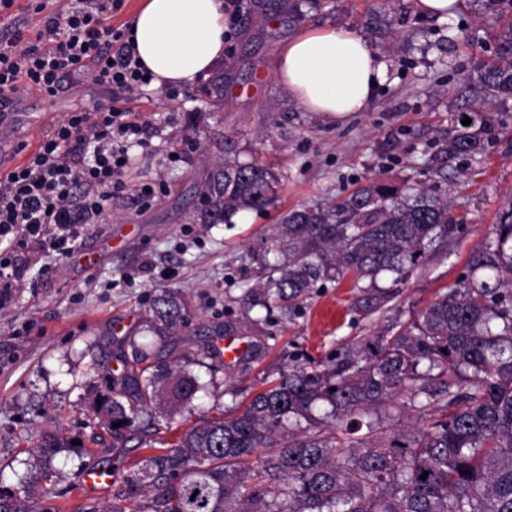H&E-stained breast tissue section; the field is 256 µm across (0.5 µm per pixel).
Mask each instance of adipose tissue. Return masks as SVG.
<instances>
[{"mask_svg": "<svg viewBox=\"0 0 512 512\" xmlns=\"http://www.w3.org/2000/svg\"><path fill=\"white\" fill-rule=\"evenodd\" d=\"M154 87H189L224 60V0H143L131 23ZM386 63L351 30L303 29L280 48L275 76L289 97L330 122L366 110Z\"/></svg>", "mask_w": 512, "mask_h": 512, "instance_id": "adipose-tissue-1", "label": "adipose tissue"}]
</instances>
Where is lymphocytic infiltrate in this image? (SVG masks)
Returning a JSON list of instances; mask_svg holds the SVG:
<instances>
[{
    "label": "lymphocytic infiltrate",
    "instance_id": "obj_1",
    "mask_svg": "<svg viewBox=\"0 0 512 512\" xmlns=\"http://www.w3.org/2000/svg\"><path fill=\"white\" fill-rule=\"evenodd\" d=\"M122 4L71 0L67 10L48 17L38 43L24 42L18 27L0 39V112L28 90L52 97L63 82L84 76L125 102L71 111L22 165L0 178V303L11 297L24 265L17 244L45 242L70 254L122 191L130 148L148 146L127 103L151 78L129 34L109 23Z\"/></svg>",
    "mask_w": 512,
    "mask_h": 512
}]
</instances>
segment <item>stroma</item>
I'll return each mask as SVG.
<instances>
[{"instance_id":"1","label":"stroma","mask_w":512,"mask_h":512,"mask_svg":"<svg viewBox=\"0 0 512 512\" xmlns=\"http://www.w3.org/2000/svg\"><path fill=\"white\" fill-rule=\"evenodd\" d=\"M224 18L223 104L213 78L189 88L145 86L132 103L149 151L132 148L124 191L61 257L28 244L29 268L0 304V488L14 490L31 454L45 441L67 439L49 481L34 484L28 512H83L115 506L112 491H84L92 469L125 478L140 458V428L114 442L91 410L97 393L122 370L132 345L155 362L184 366L201 386L197 412L213 416L249 401L264 380L293 367L330 362L407 324L466 277L471 253L492 238L496 217L512 200V100L487 112L499 129L481 163L443 157L468 73L493 56L490 31L473 0L448 19L421 16L414 0H236ZM315 26L359 33L389 65L388 79L366 111L331 123L288 97L272 74L290 36ZM112 90L89 79L65 82L56 96L24 93V119L6 123L0 143L14 146L8 166L23 163L73 109L112 102ZM258 158L282 178L266 213L241 212L231 225L193 221L196 184L208 157ZM405 187L422 181L448 199L460 229L430 254L390 301L371 314L352 311L353 275L317 284L291 319L246 310L244 295L259 278L256 259L271 224L290 209L338 201L370 179ZM156 186L141 198L143 185ZM181 292L186 328L158 336L145 308L156 290ZM248 341V359L204 361L200 349L224 323ZM118 452H111V445Z\"/></svg>"}]
</instances>
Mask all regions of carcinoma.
<instances>
[{
    "mask_svg": "<svg viewBox=\"0 0 512 512\" xmlns=\"http://www.w3.org/2000/svg\"><path fill=\"white\" fill-rule=\"evenodd\" d=\"M496 44L469 83L450 158L482 155L493 126L484 108L512 99V0H473ZM280 176L257 159L213 161L200 184L195 221L230 224L242 211L274 204ZM458 230L448 202L421 187L411 193L373 181L326 207L292 209L264 240L249 307L278 303L292 315L317 283L352 272L359 311L389 301L377 280L405 282L428 252ZM277 258L269 260V254ZM470 277L437 297L366 358L342 353L321 368H296L267 382L238 413L192 423L169 448L145 459L113 494L112 512H512V202L494 238L472 253ZM159 336L188 324L179 292L163 288L148 309ZM133 350L94 413L120 436L140 420L143 444L193 413L200 389L180 366L152 370ZM318 402L323 416L312 414ZM416 413L419 426L387 432L373 418ZM122 422V427L114 426ZM345 425V437L323 432ZM366 429L363 437L354 434ZM466 473H460V469ZM427 478H421L422 474ZM0 490V512H26L19 494Z\"/></svg>",
    "mask_w": 512,
    "mask_h": 512,
    "instance_id": "carcinoma-1",
    "label": "carcinoma"
}]
</instances>
